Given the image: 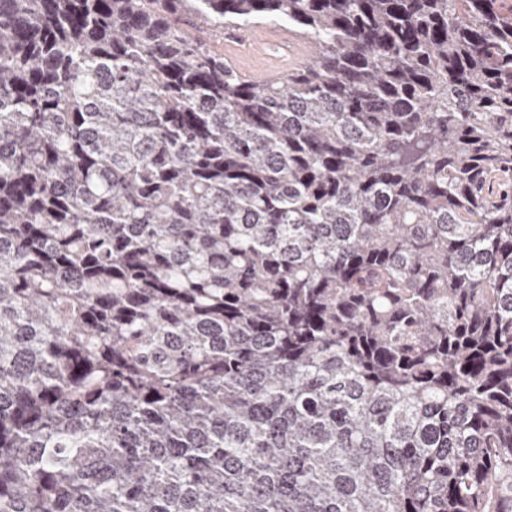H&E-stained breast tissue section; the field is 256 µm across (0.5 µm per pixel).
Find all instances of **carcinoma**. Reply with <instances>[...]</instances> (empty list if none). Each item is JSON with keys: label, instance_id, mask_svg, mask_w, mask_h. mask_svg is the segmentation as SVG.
I'll list each match as a JSON object with an SVG mask.
<instances>
[{"label": "carcinoma", "instance_id": "obj_1", "mask_svg": "<svg viewBox=\"0 0 512 512\" xmlns=\"http://www.w3.org/2000/svg\"><path fill=\"white\" fill-rule=\"evenodd\" d=\"M0 512H512V0H0ZM258 26L280 30L257 26V28L253 27L252 30L246 32L228 30L225 35H220V33L214 35L211 45L224 53L225 41L224 61H226V57L230 58L233 48L235 57L238 60H243L249 55L250 46L247 43L249 42L251 55L246 62L239 65V72L246 78L259 83L283 78L306 57L307 45L295 34L282 31H288V24H260Z\"/></svg>", "mask_w": 512, "mask_h": 512}]
</instances>
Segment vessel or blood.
<instances>
[{"instance_id":"1","label":"vessel or blood","mask_w":512,"mask_h":512,"mask_svg":"<svg viewBox=\"0 0 512 512\" xmlns=\"http://www.w3.org/2000/svg\"><path fill=\"white\" fill-rule=\"evenodd\" d=\"M226 50H233L236 42L251 45L249 59L240 65L239 71L246 78L264 83L284 77L308 53L306 44L295 34L257 27L246 32L227 31L224 35Z\"/></svg>"}]
</instances>
